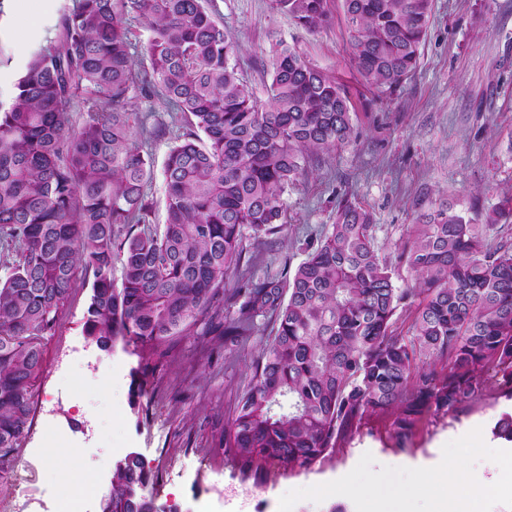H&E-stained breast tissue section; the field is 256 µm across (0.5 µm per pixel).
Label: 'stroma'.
Here are the masks:
<instances>
[{
	"mask_svg": "<svg viewBox=\"0 0 512 512\" xmlns=\"http://www.w3.org/2000/svg\"><path fill=\"white\" fill-rule=\"evenodd\" d=\"M74 0H0V94H8L30 53L47 45L61 14ZM207 8L240 45L236 67L250 91L266 101L271 61L282 48L297 50L313 65L344 83L352 99L356 141L315 165L286 195L288 232L258 254L261 270L276 274L297 266L336 221L344 200L371 211L376 244L395 259L416 216L448 205L476 219L512 195V0H433L419 64L395 93L379 97L366 88L349 56V33L339 0L332 18L310 32L273 7L272 0H207ZM173 135L144 138L154 162L149 194L153 224L164 222L163 165ZM90 291L77 289L53 336L44 343V364L35 401L45 406L38 432L65 429L87 454L81 471L58 475L51 449H35L24 434L13 453L11 477L0 481V512L16 497L32 512H55L61 498L87 490L85 512H101L103 495L94 481L112 480L119 442L137 453L154 476L147 488L166 512H198L211 500L213 512H376L369 490L380 480L421 487L405 504L407 512H458L461 493L472 482H498L500 462L512 455V442L492 428L512 411V384L484 369L482 395L456 412L428 414L406 445H398L392 419L363 420L332 454L307 468L265 461L244 471L220 444L239 392L265 343L251 337L225 345L214 336L202 346L197 335L183 339L172 360L148 380L139 402L129 394L136 358L122 347L105 351L84 330ZM484 438L457 479L459 494L440 499L435 487L441 467L474 432ZM363 487L343 491L346 480Z\"/></svg>",
	"mask_w": 512,
	"mask_h": 512,
	"instance_id": "stroma-1",
	"label": "stroma"
}]
</instances>
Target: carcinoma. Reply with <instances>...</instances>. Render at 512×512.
Here are the masks:
<instances>
[{
	"label": "carcinoma",
	"mask_w": 512,
	"mask_h": 512,
	"mask_svg": "<svg viewBox=\"0 0 512 512\" xmlns=\"http://www.w3.org/2000/svg\"><path fill=\"white\" fill-rule=\"evenodd\" d=\"M273 7L309 31L331 19L330 0ZM343 10L364 84L395 92L417 69L432 0ZM135 19L151 32L146 65L131 53ZM239 50L203 0H76L0 102L1 473L32 423L44 341L80 283L91 288L86 336L137 357L134 403L200 316L224 310L205 335L232 344L272 325L222 439L247 468H307L377 414L402 444L428 413L475 400L484 369L512 380V248L484 245L487 229L512 223V196L479 224L447 206L419 215L398 253L405 288L372 213L349 200L294 271L242 268L248 245L286 231L288 188L355 131L345 88L300 53H277L261 104ZM153 95L185 122L159 228L152 162L131 124L132 100ZM493 433L512 441V412ZM149 482L139 455L119 458L104 512H162Z\"/></svg>",
	"instance_id": "carcinoma-1"
}]
</instances>
